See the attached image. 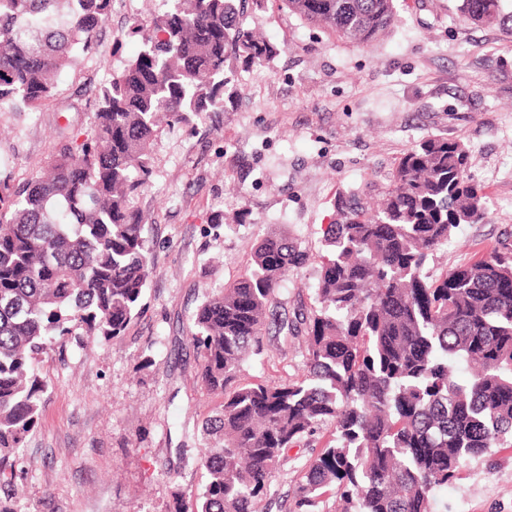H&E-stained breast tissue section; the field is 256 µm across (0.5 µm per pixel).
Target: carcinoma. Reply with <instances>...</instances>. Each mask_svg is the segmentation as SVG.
<instances>
[{"instance_id": "obj_1", "label": "carcinoma", "mask_w": 512, "mask_h": 512, "mask_svg": "<svg viewBox=\"0 0 512 512\" xmlns=\"http://www.w3.org/2000/svg\"><path fill=\"white\" fill-rule=\"evenodd\" d=\"M268 0H160L131 34L141 48L95 95L92 133L59 142L43 171L0 179V483L41 420L39 355L53 336L124 335L153 273L131 197L150 174L160 128L224 112L242 70L276 45L246 27ZM280 9L367 47L396 0H277ZM111 0H0V107L38 112L90 52ZM463 21L512 38V0H455ZM487 196L460 141L406 150L373 205L342 195L322 229L312 300L290 312L279 287L307 259L285 234L260 237L247 271L197 307V380L221 403L202 423L200 490L175 512H266L288 450L331 439L296 483L289 512H433L463 460L512 448V249L437 273L429 257ZM304 331L306 372L250 379L267 336ZM463 364L467 377L456 375Z\"/></svg>"}]
</instances>
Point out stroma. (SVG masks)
<instances>
[{
  "instance_id": "obj_1",
  "label": "stroma",
  "mask_w": 512,
  "mask_h": 512,
  "mask_svg": "<svg viewBox=\"0 0 512 512\" xmlns=\"http://www.w3.org/2000/svg\"><path fill=\"white\" fill-rule=\"evenodd\" d=\"M149 9L148 0H112L93 52L61 76L53 107L0 110L1 173H36L60 126L89 131L92 91L137 54L140 43L126 31ZM397 15L387 38L361 48L269 0L247 24L278 55L238 74L229 111L159 131L149 180L132 199L147 218L154 264L142 309L124 336L88 345L56 338L41 356L43 412L19 450L15 512H174L178 494L205 481L198 437L219 403L197 384L187 342L206 292L244 272L261 235L284 231L308 257L281 299L309 302L337 198L386 183L421 139L462 141L488 201L484 220L460 225L429 271L512 248V43L497 28L462 21L452 0H398ZM241 210L245 223L212 222ZM305 348L301 336L269 342L246 373L300 377ZM327 439L289 450L270 480V512H280L311 449ZM434 512H512V449L463 461Z\"/></svg>"
}]
</instances>
